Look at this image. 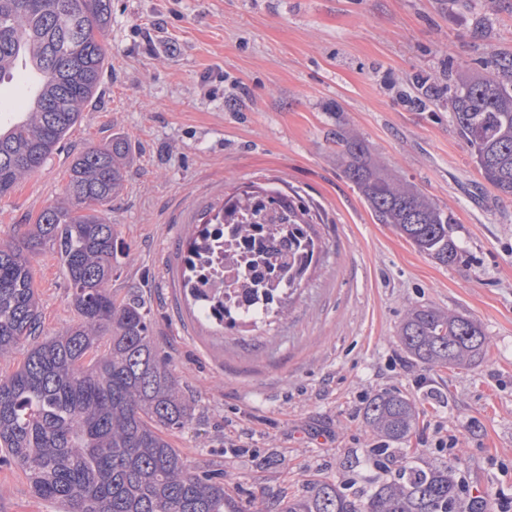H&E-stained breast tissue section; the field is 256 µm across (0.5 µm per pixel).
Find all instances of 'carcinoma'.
<instances>
[{"label": "carcinoma", "mask_w": 512, "mask_h": 512, "mask_svg": "<svg viewBox=\"0 0 512 512\" xmlns=\"http://www.w3.org/2000/svg\"><path fill=\"white\" fill-rule=\"evenodd\" d=\"M111 0H0V79L20 65L35 77L26 111L0 121V197L45 162L98 92L105 61L95 36L107 26ZM492 71L448 75L449 119L481 175L501 199L512 200V57ZM422 84L417 109L444 91ZM344 177L379 224H389L421 254L457 263L462 247L448 213L416 185L374 161L366 143L336 134ZM129 144L112 138L69 167L65 199L35 223L0 238V357L26 348L23 361L0 377V463L24 472L35 496L61 512H455L456 463L398 457L399 477L352 500L326 478L310 494L274 503L229 493L232 478L190 468L166 433L188 426L193 403L155 343L150 311L139 298L112 294L115 225L105 217L124 187ZM247 249L246 268L224 274L212 256L224 238ZM319 239L310 206L281 191L243 192L209 207L186 239L181 283L202 319L221 329L288 315L286 297L300 287ZM50 254L64 272L76 321L43 340L33 261ZM398 340L422 365L466 369L488 347L481 323L430 304L411 308ZM420 410L399 391H381L364 420L382 440L375 454L409 440Z\"/></svg>", "instance_id": "carcinoma-1"}]
</instances>
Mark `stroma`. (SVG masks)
Here are the masks:
<instances>
[{
  "mask_svg": "<svg viewBox=\"0 0 512 512\" xmlns=\"http://www.w3.org/2000/svg\"><path fill=\"white\" fill-rule=\"evenodd\" d=\"M100 35L99 92L46 162L0 198V237L62 199L73 158L129 143L123 192L106 216L118 233L117 297L150 309L154 339L195 411L170 435L189 466L234 475L237 500L305 495L316 477L357 495L393 479L371 463L378 441L363 409L377 392L416 400L408 458L458 463L466 496L512 494V201L478 174L438 101L415 110L418 83L479 72L512 55V0H112ZM427 193L454 221L461 261L420 254L375 223L336 156L337 131ZM312 206L322 245L287 317L216 335L178 279L201 211L249 186ZM41 325L76 319L57 260L34 262ZM437 307L481 322L489 347L468 369L417 364L397 328L407 309ZM426 386H418V378ZM456 447L437 449L441 436ZM0 512H56L20 469L0 466Z\"/></svg>",
  "mask_w": 512,
  "mask_h": 512,
  "instance_id": "obj_1",
  "label": "stroma"
}]
</instances>
